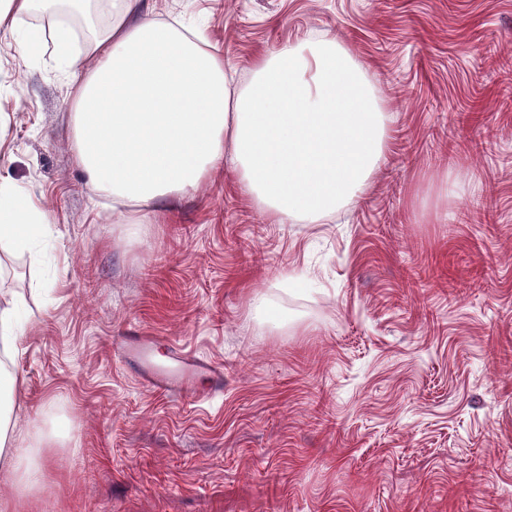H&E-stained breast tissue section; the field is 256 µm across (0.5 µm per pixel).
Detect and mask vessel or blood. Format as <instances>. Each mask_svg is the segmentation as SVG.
<instances>
[{
	"label": "vessel or blood",
	"instance_id": "obj_1",
	"mask_svg": "<svg viewBox=\"0 0 512 512\" xmlns=\"http://www.w3.org/2000/svg\"><path fill=\"white\" fill-rule=\"evenodd\" d=\"M155 342L148 336H128L116 350L118 360L135 370L149 387L168 396L202 401L205 398L196 385L198 377H208L215 391L224 387L223 363L184 352L169 345L166 363L153 358Z\"/></svg>",
	"mask_w": 512,
	"mask_h": 512
}]
</instances>
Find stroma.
<instances>
[{"label":"stroma","instance_id":"stroma-1","mask_svg":"<svg viewBox=\"0 0 512 512\" xmlns=\"http://www.w3.org/2000/svg\"><path fill=\"white\" fill-rule=\"evenodd\" d=\"M144 2L243 76L340 38L391 147L340 224L269 223L221 168L168 223L116 224L73 162L72 86L0 42V172L56 218L0 279L27 322L13 422L25 445L36 417L60 433L0 512H512V0ZM452 113L474 119L454 132ZM131 329L222 362L223 393L151 390L113 352Z\"/></svg>","mask_w":512,"mask_h":512}]
</instances>
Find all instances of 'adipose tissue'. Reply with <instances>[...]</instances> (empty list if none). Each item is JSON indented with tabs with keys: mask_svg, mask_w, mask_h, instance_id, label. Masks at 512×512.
I'll return each instance as SVG.
<instances>
[{
	"mask_svg": "<svg viewBox=\"0 0 512 512\" xmlns=\"http://www.w3.org/2000/svg\"><path fill=\"white\" fill-rule=\"evenodd\" d=\"M31 15L48 18L49 31L23 28ZM0 38L24 59L50 51L59 73L75 76L73 161L121 224L162 223L161 203L190 195L220 166L272 223L321 224L370 188L390 149L387 104L334 37L262 53L240 85L220 52L142 0H0ZM52 221L0 173L1 255L27 250ZM11 415L0 396V475L27 486L45 459L18 450Z\"/></svg>",
	"mask_w": 512,
	"mask_h": 512,
	"instance_id": "obj_1",
	"label": "adipose tissue"
}]
</instances>
